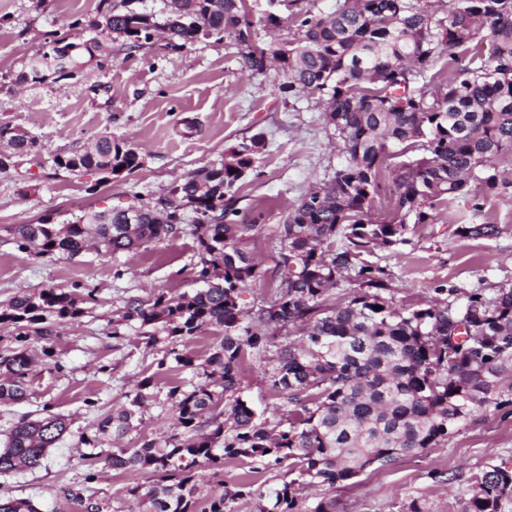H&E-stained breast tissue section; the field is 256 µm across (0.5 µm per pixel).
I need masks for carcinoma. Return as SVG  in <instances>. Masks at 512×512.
I'll return each mask as SVG.
<instances>
[{
    "instance_id": "1",
    "label": "carcinoma",
    "mask_w": 512,
    "mask_h": 512,
    "mask_svg": "<svg viewBox=\"0 0 512 512\" xmlns=\"http://www.w3.org/2000/svg\"><path fill=\"white\" fill-rule=\"evenodd\" d=\"M288 43L268 48L252 40L247 0H173L164 23L153 14L122 5L95 24L142 48L163 29L191 42L199 36H232L239 64L254 77L271 62L279 68L278 89L292 108L315 98L344 162L329 179L310 188L277 229L278 298L244 321L242 289L257 284L258 266L245 240L263 214L240 217L236 194L265 142L254 136L231 149V160L204 168L174 185L155 205L92 213L83 224H16L13 240L37 256L80 254L95 239L112 255L147 252L182 232L185 209L193 213L194 237L205 287L191 294L163 291L151 300L130 298L119 311L112 335L138 326L146 345L176 344L209 326L220 340L202 362L187 350L165 351L198 381L166 393L176 432L143 439L135 448L98 449L101 438L134 428L146 407L160 401L158 375L143 378L118 412L101 417L88 459L119 471L142 470L156 478L144 489H127L147 512H232V504L254 496L258 512H336L327 492L366 468L436 448L482 414L512 405V286L486 299L466 293L462 304L399 311L385 294L383 267L363 259L375 246L404 241L406 219L438 220L447 208L480 188L506 187L494 161L512 154V0H336L327 14L301 8ZM489 41L488 59L459 65L470 45ZM448 58V76L433 73ZM398 145L401 152L392 153ZM56 166L77 175L111 166L133 171L139 152L100 136L93 147L55 156ZM386 194L395 219L370 218L376 197ZM456 234L488 239L497 226L462 221ZM356 285L349 300L329 302L333 288ZM93 292L78 296L60 288L18 293L0 307V324L14 327L17 346L0 353V402L26 398L33 371L30 337L53 360L57 328L85 314ZM273 351L270 386L286 399V422L270 426L243 397L240 368L249 354ZM70 432V422L46 413L23 418L0 448V476L41 466L48 449ZM250 458L271 466L289 462L296 477L279 489L249 483L224 487L197 506L193 469L219 467L224 460ZM307 487L324 491L308 502ZM64 495L82 512H103L104 502L71 488ZM464 512H508L512 469L492 465L468 481ZM0 512H39L28 498L0 492Z\"/></svg>"
}]
</instances>
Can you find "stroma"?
Here are the masks:
<instances>
[{
    "label": "stroma",
    "mask_w": 512,
    "mask_h": 512,
    "mask_svg": "<svg viewBox=\"0 0 512 512\" xmlns=\"http://www.w3.org/2000/svg\"><path fill=\"white\" fill-rule=\"evenodd\" d=\"M121 0H0V124H10L37 141L35 151L13 156L0 170V304L15 294L54 286L77 294L93 290L97 300L75 324L60 327L54 340L59 368L37 363L28 395L0 404V441L21 418L38 416L44 407L66 415L71 432L50 449L41 468L0 479V491L31 499L40 512H80L64 488L103 498L107 512H141L127 487L149 486L143 472H119L110 464H89L79 433L91 431L101 415L126 403L137 381L151 375L161 358L135 331L112 336V319L129 297L147 300L159 291L190 293L196 288L198 255L192 235L181 233L152 246L150 252L114 256L96 246L75 258L19 252L8 232L15 224H74L88 211L121 208L141 199L154 204L188 174L223 162L242 140L263 136L266 146L237 193L243 215L262 212L246 249L264 275L243 289L238 303L256 311L279 293L276 275L279 246L275 230L307 188L324 181L343 162L320 110L285 105L277 90L276 69L251 78L239 65L233 38H198L183 44L155 33L145 48L126 51L120 40L107 44L103 59L85 60L79 73L50 76L41 84H20L33 55L46 39L60 34L74 42L98 37L92 24ZM137 148L143 164L113 177L97 171L74 176L59 169L57 154L94 144L100 135ZM482 210L459 199L436 224H408L404 240L376 247L368 262L385 267L391 278L392 305L425 308L444 288L479 290L494 297L512 286V192L481 196ZM473 214L491 221L499 233L491 239L459 237L453 216ZM267 357H248L241 379L245 397L270 423L286 416L285 399L265 381ZM95 406H86V399ZM174 429L168 401L147 408L136 428L121 440L137 446L142 437L162 438ZM512 465V409L488 412L462 427L442 448L372 466L353 484L331 496L336 512H408L412 501L425 512H461L465 480L488 465ZM451 472L462 473L448 482ZM284 471L248 460L224 463V481L256 488L280 486Z\"/></svg>",
    "instance_id": "obj_1"
}]
</instances>
